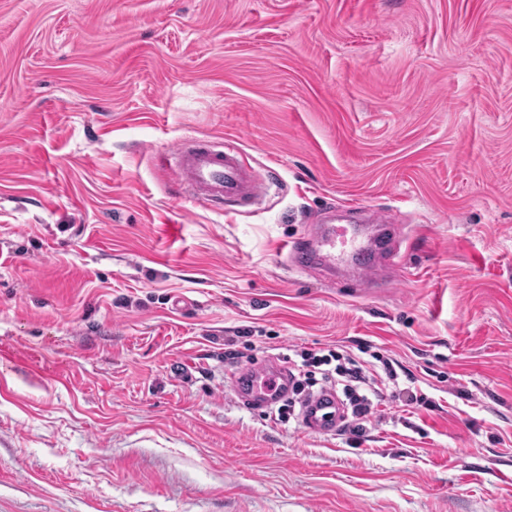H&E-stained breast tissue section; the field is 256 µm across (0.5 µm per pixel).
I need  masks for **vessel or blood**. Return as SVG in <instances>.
I'll use <instances>...</instances> for the list:
<instances>
[{"label": "vessel or blood", "instance_id": "1", "mask_svg": "<svg viewBox=\"0 0 512 512\" xmlns=\"http://www.w3.org/2000/svg\"><path fill=\"white\" fill-rule=\"evenodd\" d=\"M172 158L178 174V193L189 194L199 202L251 205L264 192V183L244 163L234 143H225L218 149L187 140L175 149ZM357 238L362 241L361 251L373 255L372 264L365 267L366 272H373L375 263L386 260L393 252L392 245L380 246L375 238L364 237L359 226L328 225L314 242L293 244L290 253L297 267L311 268L319 264L331 272L337 264L348 259L340 249L341 244ZM231 387L241 401L266 407L287 398L290 393L287 369L273 364L238 371L231 379ZM345 419V410L335 389H321L302 403L300 421L305 431L332 435L342 427Z\"/></svg>", "mask_w": 512, "mask_h": 512}]
</instances>
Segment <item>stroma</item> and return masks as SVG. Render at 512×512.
I'll list each match as a JSON object with an SVG mask.
<instances>
[{
	"label": "stroma",
	"instance_id": "stroma-1",
	"mask_svg": "<svg viewBox=\"0 0 512 512\" xmlns=\"http://www.w3.org/2000/svg\"><path fill=\"white\" fill-rule=\"evenodd\" d=\"M344 207L399 259L287 261ZM292 346L392 361L362 439L228 389ZM0 380V512H512V0H0ZM172 158L177 170V192L209 204L238 202L253 205L265 184L242 159L239 148L225 141L221 149L195 140L182 142Z\"/></svg>",
	"mask_w": 512,
	"mask_h": 512
}]
</instances>
